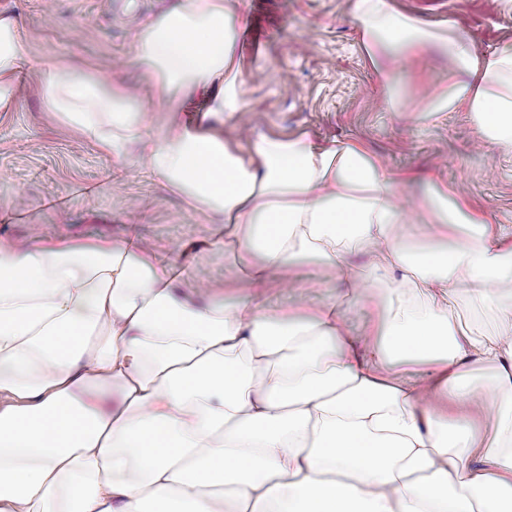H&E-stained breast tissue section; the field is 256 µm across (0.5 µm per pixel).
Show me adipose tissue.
I'll return each instance as SVG.
<instances>
[{
	"label": "adipose tissue",
	"instance_id": "obj_1",
	"mask_svg": "<svg viewBox=\"0 0 512 512\" xmlns=\"http://www.w3.org/2000/svg\"><path fill=\"white\" fill-rule=\"evenodd\" d=\"M246 6L170 0L139 23L157 111L79 65L47 72L46 108L113 158L136 145L152 176L220 216L256 279L312 256L375 299L373 315L356 335L333 303L200 305L131 241L0 239V512H512V336L448 316L462 294L512 316V246L439 188L430 219L447 234L409 245L400 178L358 143L226 136ZM353 15L384 85L389 54L439 49L448 84L429 111L466 108L482 139L512 148V39L482 52L391 0H354ZM26 63L1 17L0 111ZM115 385L121 403L103 408Z\"/></svg>",
	"mask_w": 512,
	"mask_h": 512
}]
</instances>
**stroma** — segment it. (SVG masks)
<instances>
[{
	"mask_svg": "<svg viewBox=\"0 0 512 512\" xmlns=\"http://www.w3.org/2000/svg\"><path fill=\"white\" fill-rule=\"evenodd\" d=\"M352 2L248 0V31L237 48L243 107L225 123V132L235 134L244 125L254 135L275 130L303 133L319 144L358 142L384 169L406 175L396 194L411 238L438 235L428 212L431 189L438 186L512 242V151L480 141L468 112L423 115L448 82V60L438 50L389 57L394 82L383 86L366 59ZM392 2L433 26L453 21L483 50L512 38V7L504 0ZM166 3L0 0V15L18 20L29 58L11 109L0 112V238L28 247L134 236L158 260L184 269L192 287L212 289L225 302L249 296L282 312L333 302L360 330L369 304L328 267L299 263L251 285L248 269L220 243L223 225L149 175L137 156L116 161L47 112L43 73L76 60L93 75L137 87L139 105L151 107L132 37L135 24Z\"/></svg>",
	"mask_w": 512,
	"mask_h": 512,
	"instance_id": "1",
	"label": "stroma"
}]
</instances>
